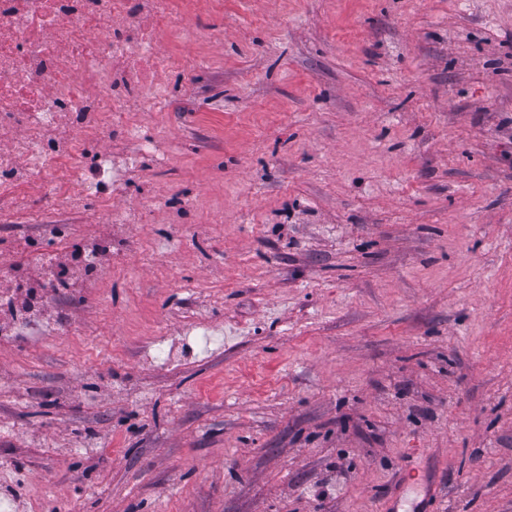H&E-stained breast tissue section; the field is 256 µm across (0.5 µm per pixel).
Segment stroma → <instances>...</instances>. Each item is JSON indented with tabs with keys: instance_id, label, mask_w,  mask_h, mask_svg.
I'll list each match as a JSON object with an SVG mask.
<instances>
[{
	"instance_id": "stroma-1",
	"label": "stroma",
	"mask_w": 512,
	"mask_h": 512,
	"mask_svg": "<svg viewBox=\"0 0 512 512\" xmlns=\"http://www.w3.org/2000/svg\"><path fill=\"white\" fill-rule=\"evenodd\" d=\"M101 287L0 339L20 512H512V0H171ZM169 341L166 363L148 353ZM166 205L165 203L156 200L155 198H147L142 203L140 210H130V209H118L111 211V220L110 223L113 224H133L137 222V220H142L143 215L147 210L152 207H159Z\"/></svg>"
}]
</instances>
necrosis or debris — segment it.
I'll return each mask as SVG.
<instances>
[{"label": "necrosis or debris", "mask_w": 512, "mask_h": 512, "mask_svg": "<svg viewBox=\"0 0 512 512\" xmlns=\"http://www.w3.org/2000/svg\"><path fill=\"white\" fill-rule=\"evenodd\" d=\"M170 0H0V198L11 213L1 224L38 228L55 212L51 243L20 245L40 268L43 302L101 275V242L77 233L70 210L89 201L111 204L126 193L140 154L166 165L169 152L134 124L105 123L129 111L131 99L152 108L168 104L154 78L170 67L160 39L173 26ZM71 118L57 134L61 115ZM119 136L135 149L122 156L99 146L101 135ZM77 250L74 267L59 268L54 248Z\"/></svg>", "instance_id": "obj_1"}]
</instances>
